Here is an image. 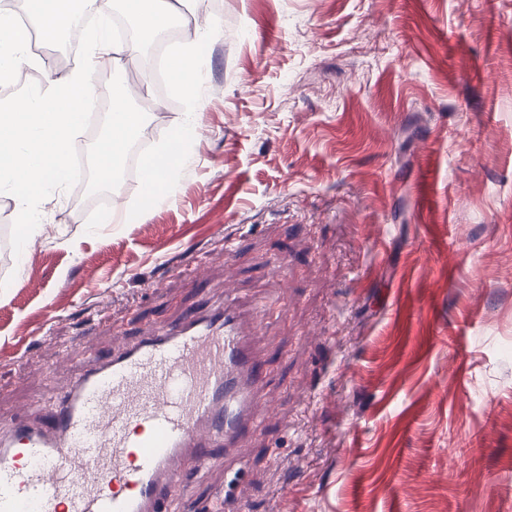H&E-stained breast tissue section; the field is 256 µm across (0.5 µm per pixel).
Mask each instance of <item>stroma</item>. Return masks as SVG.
Wrapping results in <instances>:
<instances>
[{"mask_svg": "<svg viewBox=\"0 0 512 512\" xmlns=\"http://www.w3.org/2000/svg\"><path fill=\"white\" fill-rule=\"evenodd\" d=\"M219 17L182 176L111 223L0 195V414L47 420L88 356L190 309L271 307L261 424L165 512H512V0H202ZM0 83L48 87L77 51ZM156 144L182 106L145 105ZM235 243L226 252V240Z\"/></svg>", "mask_w": 512, "mask_h": 512, "instance_id": "stroma-1", "label": "stroma"}]
</instances>
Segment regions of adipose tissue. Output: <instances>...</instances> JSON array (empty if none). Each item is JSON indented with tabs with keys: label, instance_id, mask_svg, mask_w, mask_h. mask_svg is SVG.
Segmentation results:
<instances>
[{
	"label": "adipose tissue",
	"instance_id": "obj_1",
	"mask_svg": "<svg viewBox=\"0 0 512 512\" xmlns=\"http://www.w3.org/2000/svg\"><path fill=\"white\" fill-rule=\"evenodd\" d=\"M116 2L145 31L164 28L176 16L175 11L161 10L157 0H24L29 24L17 23L11 13L0 12V82L21 69L40 66V59L28 50L32 29H39L47 40L66 37L91 13L100 19L101 27L88 43L86 56L99 62L109 61L114 41L107 21Z\"/></svg>",
	"mask_w": 512,
	"mask_h": 512
}]
</instances>
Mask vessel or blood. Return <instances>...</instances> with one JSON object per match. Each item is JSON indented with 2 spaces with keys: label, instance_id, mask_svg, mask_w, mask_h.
Returning a JSON list of instances; mask_svg holds the SVG:
<instances>
[{
  "label": "vessel or blood",
  "instance_id": "b4317fda",
  "mask_svg": "<svg viewBox=\"0 0 512 512\" xmlns=\"http://www.w3.org/2000/svg\"><path fill=\"white\" fill-rule=\"evenodd\" d=\"M252 337L227 304L89 360L48 425L0 437V512H162L186 461L258 428Z\"/></svg>",
  "mask_w": 512,
  "mask_h": 512
}]
</instances>
